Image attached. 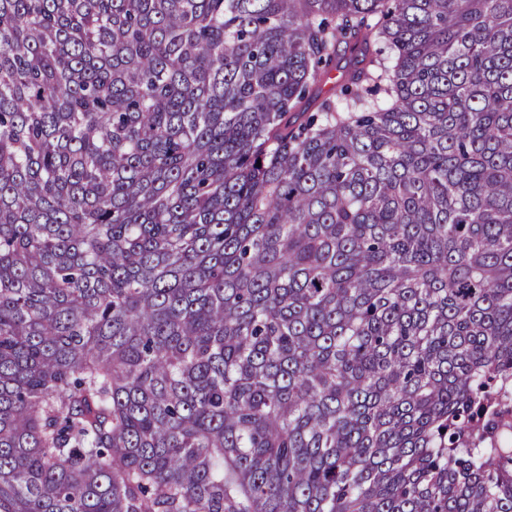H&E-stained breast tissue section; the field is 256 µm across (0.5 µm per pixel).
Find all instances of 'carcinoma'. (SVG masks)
I'll list each match as a JSON object with an SVG mask.
<instances>
[{
    "mask_svg": "<svg viewBox=\"0 0 512 512\" xmlns=\"http://www.w3.org/2000/svg\"><path fill=\"white\" fill-rule=\"evenodd\" d=\"M508 435L512 0H0V512H512Z\"/></svg>",
    "mask_w": 512,
    "mask_h": 512,
    "instance_id": "carcinoma-1",
    "label": "carcinoma"
}]
</instances>
